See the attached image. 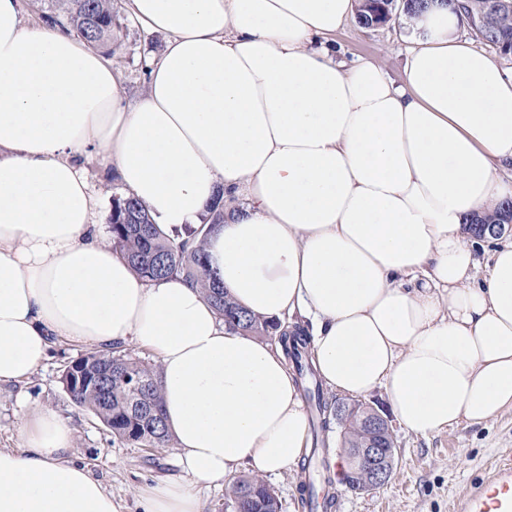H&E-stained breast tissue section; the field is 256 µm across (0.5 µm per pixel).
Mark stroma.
<instances>
[{"instance_id":"obj_1","label":"stroma","mask_w":512,"mask_h":512,"mask_svg":"<svg viewBox=\"0 0 512 512\" xmlns=\"http://www.w3.org/2000/svg\"><path fill=\"white\" fill-rule=\"evenodd\" d=\"M332 40L338 58L375 60L396 79L402 76L412 45L409 31L397 18L371 28L349 19ZM164 44L163 35L146 31L125 8H118L106 52L125 97L145 91L149 58ZM83 168L100 196L99 222L107 224L114 199L122 195L112 165L93 153L84 158ZM88 351L85 345L57 342L26 381L0 388V448L20 446L19 428L30 413L53 410L73 429V458L90 466L122 512H139L137 487L177 473L176 450L122 441L91 412L72 403L61 375L70 361ZM389 426L396 439V452L394 472L387 484L366 492L349 490L335 469L322 464L323 457L340 455V434L323 432L319 438L326 444L324 456L304 453L297 470L267 477L281 512H308L302 504V486L310 481L319 494L333 495L327 512H452L464 491L487 478L502 462L512 460V410L483 424L464 423L430 438L415 435L394 419Z\"/></svg>"}]
</instances>
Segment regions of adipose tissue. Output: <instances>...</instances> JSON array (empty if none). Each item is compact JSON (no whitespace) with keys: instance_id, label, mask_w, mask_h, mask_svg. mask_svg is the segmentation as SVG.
Returning a JSON list of instances; mask_svg holds the SVG:
<instances>
[{"instance_id":"ef3b65f1","label":"adipose tissue","mask_w":512,"mask_h":512,"mask_svg":"<svg viewBox=\"0 0 512 512\" xmlns=\"http://www.w3.org/2000/svg\"><path fill=\"white\" fill-rule=\"evenodd\" d=\"M126 6L166 38L131 101L100 52L0 0V386L56 337L149 350L181 474L139 488L142 512H205L201 487L293 468L311 445L280 345L102 240L81 165L95 152L166 236L223 197L212 276L252 315L302 326L331 391L383 389L424 438L512 409V241L483 262L462 232L512 198V69L457 38L462 14L411 19L397 82L334 54L358 0ZM20 434L0 448V512H120L56 412Z\"/></svg>"}]
</instances>
